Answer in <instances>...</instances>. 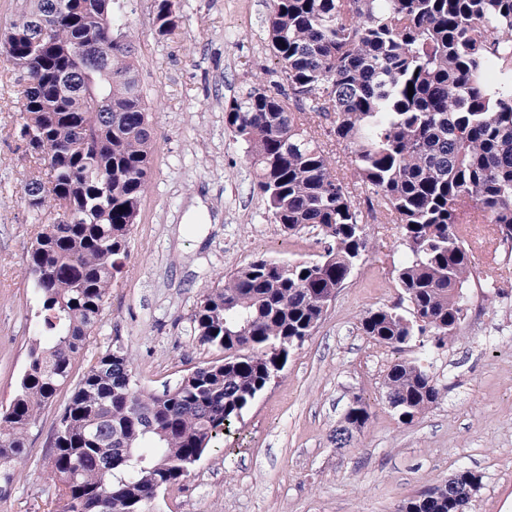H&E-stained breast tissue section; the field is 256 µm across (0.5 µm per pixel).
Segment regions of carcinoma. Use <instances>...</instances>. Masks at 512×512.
I'll list each match as a JSON object with an SVG mask.
<instances>
[{"label": "carcinoma", "mask_w": 512, "mask_h": 512, "mask_svg": "<svg viewBox=\"0 0 512 512\" xmlns=\"http://www.w3.org/2000/svg\"><path fill=\"white\" fill-rule=\"evenodd\" d=\"M25 0L24 29L0 54L18 72L19 136L34 159L23 200L39 225L28 270L39 303L36 336L9 406L0 411V495L27 433L71 375L123 272L153 162L152 128L132 39L112 41L104 68L75 72L71 47L112 27L114 0ZM51 18L34 44L30 24ZM159 0L158 34L177 27ZM268 46L288 93L258 85L234 98L225 122L246 145L272 223L288 236L318 232L316 260L264 255L224 276L194 314L200 340L224 358L160 394L129 380L121 349L103 353L57 416L49 466L59 512H150L154 490L179 484L211 443L284 370L371 249L367 220L396 225L397 300L365 312L374 342L420 356L387 369L383 397L408 424L447 387L428 370L470 309V288H493L474 263L471 224H491L512 246V0H273ZM413 96H408V84ZM329 116L326 137L351 150L353 176L376 196L363 212L301 113ZM78 217L65 224L66 213ZM282 363H277V359ZM368 404L348 421L360 432ZM450 481L476 492L482 477ZM471 497L433 486L398 512H467Z\"/></svg>", "instance_id": "obj_1"}]
</instances>
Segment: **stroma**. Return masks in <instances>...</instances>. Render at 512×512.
Wrapping results in <instances>:
<instances>
[{"label":"stroma","instance_id":"1","mask_svg":"<svg viewBox=\"0 0 512 512\" xmlns=\"http://www.w3.org/2000/svg\"><path fill=\"white\" fill-rule=\"evenodd\" d=\"M118 3L155 129L153 174L126 266L71 379L118 348L140 388L159 393L221 356L194 328L206 289L257 256L314 259L321 247L314 232L291 240L271 223L245 146L224 121L225 105L247 85L278 88L265 32L272 0H175L181 22L164 37L154 23L158 0ZM17 90L15 74L0 67V407L26 366L38 312L25 274L35 226L23 201L30 161ZM370 233L372 254L244 411L239 436L207 449L152 512H396L467 468L483 476L468 512H512V271L497 287L474 289L455 340L433 359L447 395L404 424L383 402L381 383L414 352L376 345L359 328L367 310L395 300L390 270L402 248L378 225ZM70 393L62 387L29 429L0 512H53L58 486L47 456ZM357 396L371 418L337 448L332 437Z\"/></svg>","mask_w":512,"mask_h":512}]
</instances>
